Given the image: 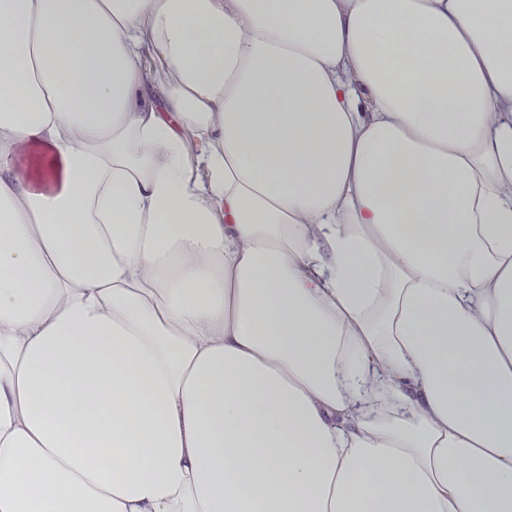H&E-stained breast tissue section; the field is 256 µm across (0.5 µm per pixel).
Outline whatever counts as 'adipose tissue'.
Instances as JSON below:
<instances>
[{
	"mask_svg": "<svg viewBox=\"0 0 512 512\" xmlns=\"http://www.w3.org/2000/svg\"><path fill=\"white\" fill-rule=\"evenodd\" d=\"M0 512H512V0H0Z\"/></svg>",
	"mask_w": 512,
	"mask_h": 512,
	"instance_id": "1",
	"label": "adipose tissue"
}]
</instances>
